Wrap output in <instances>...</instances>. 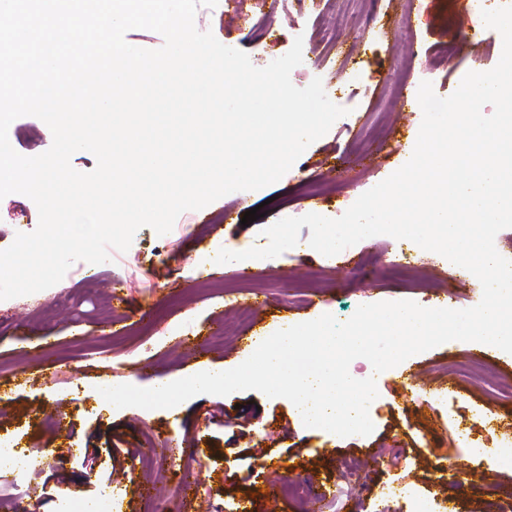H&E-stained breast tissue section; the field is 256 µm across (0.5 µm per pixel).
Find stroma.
Instances as JSON below:
<instances>
[{"label": "stroma", "instance_id": "stroma-1", "mask_svg": "<svg viewBox=\"0 0 512 512\" xmlns=\"http://www.w3.org/2000/svg\"><path fill=\"white\" fill-rule=\"evenodd\" d=\"M472 0H316L299 11L294 0H242L240 13L223 4L199 7L195 26L245 52L256 67L292 47L293 30L331 18L342 37L335 49L304 42L290 75L306 87L321 78L329 99L347 114L312 143L278 182L228 194L188 210L172 230L140 228L127 251L110 250L102 264L78 261L55 286L0 301V436L38 452L37 470L0 477V512H62L68 497L101 503V512H512V466L488 467L458 445L457 427L484 436L483 419L505 434L512 424V355L477 342L453 340L411 356L376 378L378 396L370 435L345 438L305 427L288 399L257 391L200 394L170 409H116L103 386L149 388L212 368L231 369L255 344L282 327L329 313L350 318L362 304L411 300L473 307L482 286L443 256L412 241L416 261L408 278L391 275L396 239L384 235L327 257L308 245L302 227L296 247L262 260V295L224 288L214 274L220 249L268 242L266 228L309 213L337 218L411 157L423 114L416 97L393 107L383 83L411 76L451 95L467 72L499 61L502 38L484 29L436 72H409L411 54H425L457 32L469 31ZM9 141L35 156L52 144L49 127L33 116L16 119ZM333 185L308 199L299 191L304 171ZM263 215L242 224L245 212ZM38 224L25 195L0 200V249ZM377 256L353 273L352 257ZM252 308L250 325L223 343L209 342L219 324H233L230 297ZM428 393L406 387L410 375ZM454 388L447 402L438 393ZM302 479L306 492L268 496L270 484ZM411 486L417 498L383 500L384 487ZM327 489L320 505L313 493ZM113 498H106V490Z\"/></svg>", "mask_w": 512, "mask_h": 512}]
</instances>
